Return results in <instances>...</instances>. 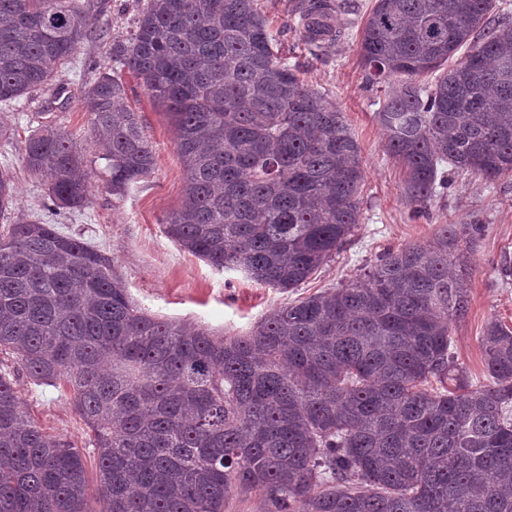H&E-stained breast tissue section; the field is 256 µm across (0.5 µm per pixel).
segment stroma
Wrapping results in <instances>:
<instances>
[{"label":"stroma","mask_w":512,"mask_h":512,"mask_svg":"<svg viewBox=\"0 0 512 512\" xmlns=\"http://www.w3.org/2000/svg\"><path fill=\"white\" fill-rule=\"evenodd\" d=\"M287 2L259 0L272 30L283 32L281 50L297 64L299 77L327 94L344 112L361 146L366 172L354 236L305 284L283 292L217 271L181 250L165 234L163 217L185 197L184 165L175 130L162 107L146 95L141 79L127 70L121 73L124 103L138 113L153 145L155 170L123 197H113L107 189L102 150L88 123L84 89L99 70L110 66L113 41L128 38L135 29L140 0H109L107 11L90 10L86 16L89 37L71 63L59 68L53 89L33 92L16 104L0 103V118L13 128L11 141L0 140V168L14 177L16 217L40 219L82 235L112 256L132 299L141 307L162 318L205 325L220 336L246 332L295 299L356 278L390 249L433 242L439 225H484L481 239L469 251L473 268L469 311L452 326L451 350L472 384H487L480 343L483 329L492 319L512 327V283H505L498 271L502 255L512 254V178L491 183L468 172L450 174L447 192L415 211L404 196L405 173L387 154L386 132L376 117L390 85L370 82L361 60L363 17L372 0H355L356 12L339 15L345 38L316 57L295 32H284ZM48 120L71 132L86 150L90 193L82 210H49L41 181L23 162L25 139ZM16 383L32 422L47 434L85 446L86 427L68 389L34 383L21 371Z\"/></svg>","instance_id":"stroma-1"}]
</instances>
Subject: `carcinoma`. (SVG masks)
<instances>
[{
  "label": "carcinoma",
  "mask_w": 512,
  "mask_h": 512,
  "mask_svg": "<svg viewBox=\"0 0 512 512\" xmlns=\"http://www.w3.org/2000/svg\"><path fill=\"white\" fill-rule=\"evenodd\" d=\"M90 0H0V103L52 85L88 37ZM338 0H294L312 54L341 40ZM372 82L395 78L378 118L420 207L448 171L512 177V16L496 0H374L361 35ZM128 69L165 107L185 199L164 219L181 250L270 288L301 286L360 220L361 147L305 84L257 0H147L85 88L122 197L154 170ZM440 72L430 83L419 77ZM56 208L85 205L90 173L45 122L23 147ZM0 169V354L66 385L90 432L105 512H224L233 489L264 512H512V328L487 323L489 382L450 350L480 224L382 255L356 280L217 336L137 305L114 261L56 224L14 222ZM86 454L27 418L0 361V512H93Z\"/></svg>",
  "instance_id": "1"
}]
</instances>
